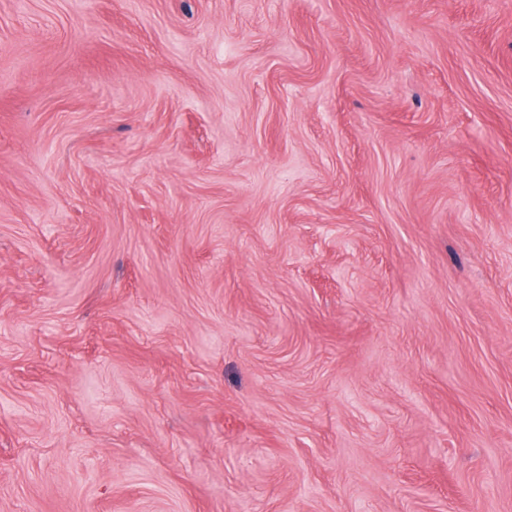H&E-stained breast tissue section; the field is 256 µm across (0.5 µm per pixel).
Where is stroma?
I'll use <instances>...</instances> for the list:
<instances>
[{
  "label": "stroma",
  "mask_w": 512,
  "mask_h": 512,
  "mask_svg": "<svg viewBox=\"0 0 512 512\" xmlns=\"http://www.w3.org/2000/svg\"><path fill=\"white\" fill-rule=\"evenodd\" d=\"M0 512H512V0H0Z\"/></svg>",
  "instance_id": "obj_1"
}]
</instances>
